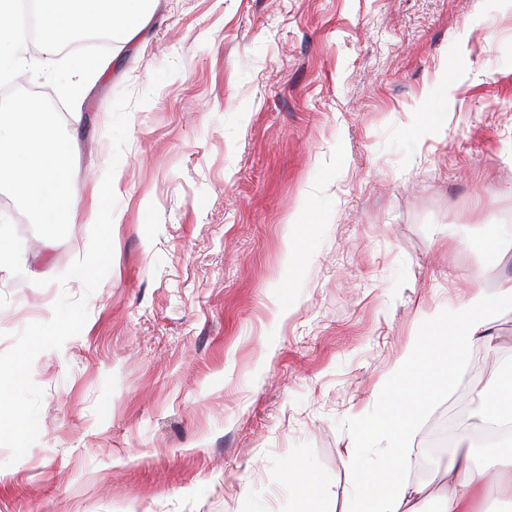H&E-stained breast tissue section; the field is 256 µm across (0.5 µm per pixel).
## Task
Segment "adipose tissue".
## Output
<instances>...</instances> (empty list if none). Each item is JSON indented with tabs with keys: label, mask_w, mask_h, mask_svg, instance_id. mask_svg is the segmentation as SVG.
<instances>
[{
	"label": "adipose tissue",
	"mask_w": 512,
	"mask_h": 512,
	"mask_svg": "<svg viewBox=\"0 0 512 512\" xmlns=\"http://www.w3.org/2000/svg\"><path fill=\"white\" fill-rule=\"evenodd\" d=\"M506 305L512 306V285L472 288L437 316L443 335L406 350L352 415L345 436L347 512H423L414 475L446 447L454 451L446 469L450 489L432 512H491L494 500L512 505V357L503 361L495 391L469 383V355L491 343L489 327ZM465 383L481 411L455 420L452 432L427 433L431 411ZM487 476L493 483L486 492L480 481Z\"/></svg>",
	"instance_id": "ef3b65f1"
}]
</instances>
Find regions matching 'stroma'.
I'll return each mask as SVG.
<instances>
[{"label":"stroma","instance_id":"1","mask_svg":"<svg viewBox=\"0 0 512 512\" xmlns=\"http://www.w3.org/2000/svg\"><path fill=\"white\" fill-rule=\"evenodd\" d=\"M123 55L75 106L67 237L0 271V353L60 294L88 311L33 362L39 436L0 447V512H242L301 448L344 512L351 414L436 313L512 284V243L470 246L512 224V0H154ZM125 91L88 294L54 278L88 248ZM491 331L471 356L496 369L512 307ZM511 241V224H488L487 229L477 238L475 245L484 254L489 255L501 244Z\"/></svg>","mask_w":512,"mask_h":512}]
</instances>
